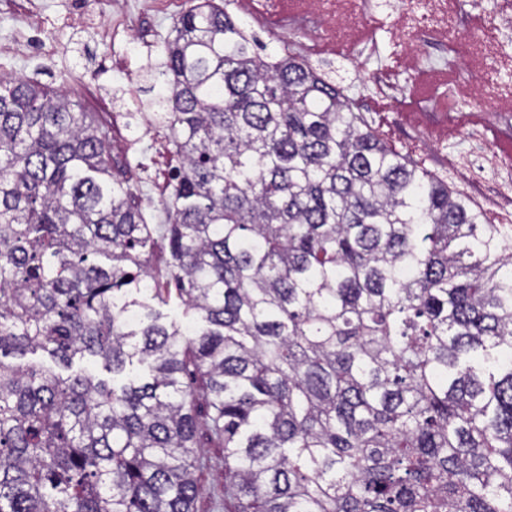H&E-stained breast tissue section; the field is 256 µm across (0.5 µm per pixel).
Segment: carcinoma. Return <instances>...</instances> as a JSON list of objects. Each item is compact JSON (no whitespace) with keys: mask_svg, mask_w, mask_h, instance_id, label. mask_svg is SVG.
<instances>
[{"mask_svg":"<svg viewBox=\"0 0 512 512\" xmlns=\"http://www.w3.org/2000/svg\"><path fill=\"white\" fill-rule=\"evenodd\" d=\"M163 48L139 92L179 161L168 224L95 113L0 82V512H193L190 368L234 512H512L501 227L216 0ZM160 242L190 332L151 305ZM37 349L148 376L7 360Z\"/></svg>","mask_w":512,"mask_h":512,"instance_id":"1","label":"carcinoma"}]
</instances>
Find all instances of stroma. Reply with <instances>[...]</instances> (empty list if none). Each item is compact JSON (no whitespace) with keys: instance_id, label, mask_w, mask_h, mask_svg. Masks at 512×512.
<instances>
[{"instance_id":"stroma-1","label":"stroma","mask_w":512,"mask_h":512,"mask_svg":"<svg viewBox=\"0 0 512 512\" xmlns=\"http://www.w3.org/2000/svg\"><path fill=\"white\" fill-rule=\"evenodd\" d=\"M81 0H0V35L24 10L41 11L40 36L56 50L8 62L0 58V79L25 77L70 92L86 111L111 123L113 112L140 106L139 87L147 72L163 60V42L172 17L150 14L134 41L109 42L98 36L99 19L83 15ZM361 0H327V20L319 67L344 82L365 86L360 110L398 150L466 194L489 223L501 225L512 239V183L496 142H512V109L478 96L472 82L488 63H496L500 91L512 89V0H440L441 18L427 17L424 0H386L378 12L360 15ZM420 17L427 50L441 56L451 83L429 79L415 63L400 27L403 13ZM385 111H378V103ZM475 137L484 156L466 155L462 144ZM133 150L111 147L114 173L135 193L145 220L163 224L162 201L169 191L175 159L163 140H151L138 127ZM203 465L196 472L201 488L195 512H224V450L206 430H199Z\"/></svg>"}]
</instances>
